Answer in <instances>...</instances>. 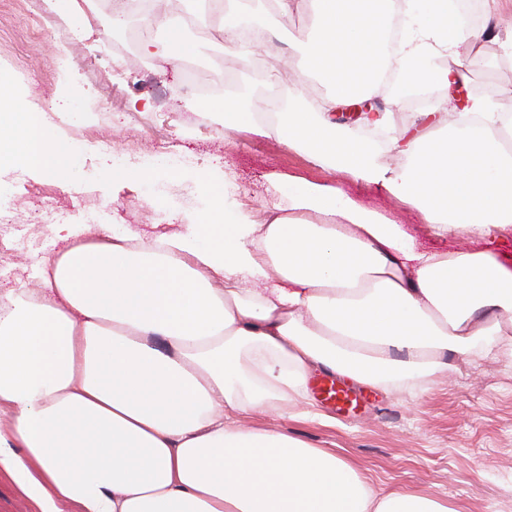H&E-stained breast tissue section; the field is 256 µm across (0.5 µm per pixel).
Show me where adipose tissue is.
<instances>
[{"instance_id":"obj_1","label":"adipose tissue","mask_w":512,"mask_h":512,"mask_svg":"<svg viewBox=\"0 0 512 512\" xmlns=\"http://www.w3.org/2000/svg\"><path fill=\"white\" fill-rule=\"evenodd\" d=\"M314 33L274 121L224 98V125L276 137L312 164L383 187L431 233L478 251L420 250L401 224L296 176L288 211L254 222L218 173L207 206L152 243L54 228L39 289L0 292V476L32 512H452L376 492L356 468L247 418L305 408L316 370L388 392L427 391L455 362L512 353V265L493 252L512 225V87L470 100L433 136L385 144L337 123L377 95L396 41L400 74L464 84L483 32L448 0H309ZM50 113V112H49ZM0 79V159L69 185L72 142Z\"/></svg>"}]
</instances>
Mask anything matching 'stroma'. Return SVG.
Instances as JSON below:
<instances>
[{
    "mask_svg": "<svg viewBox=\"0 0 512 512\" xmlns=\"http://www.w3.org/2000/svg\"><path fill=\"white\" fill-rule=\"evenodd\" d=\"M114 2L85 0L93 32L81 39L68 19L47 10L43 0H0V74L14 85L19 100L51 108L65 91L58 60L62 51L83 91L77 121L55 118L81 148L70 186L0 166V213L18 219L0 237L1 287L19 279L38 287L29 271L50 250L55 224L83 226L90 239L104 224L128 228L144 241L178 230L173 212L204 208L201 168L215 159L226 162L238 198L250 212L287 206L280 182L300 176L339 188L362 207L404 224L421 249L477 250V243L464 236L431 235L413 205L383 188L316 167L275 138L225 130L216 98H209L207 107L190 108L187 98L207 85L237 93L249 112L268 102L264 71L270 58L265 51L241 57L224 52L219 27L225 0H161L155 35L164 36L174 24L194 45L175 66L140 52L146 8L132 9L124 26L113 29ZM246 16L270 29L285 55L312 27L306 10L283 14L270 5L259 7L256 0ZM478 26L493 36L495 47L483 50L484 65L466 86L470 94L486 83L497 89L512 84V74L500 71L505 51L494 18L481 14ZM137 98L149 100L150 110H131ZM165 142L173 145L177 165L146 169L138 179L115 182L106 175L108 158L137 162L156 157ZM369 398L371 409L355 415L336 414L317 401L311 416L263 414L252 423L335 452L376 491L435 497L453 512H512V358L459 364L425 393L373 391Z\"/></svg>",
    "mask_w": 512,
    "mask_h": 512,
    "instance_id": "obj_1",
    "label": "stroma"
}]
</instances>
